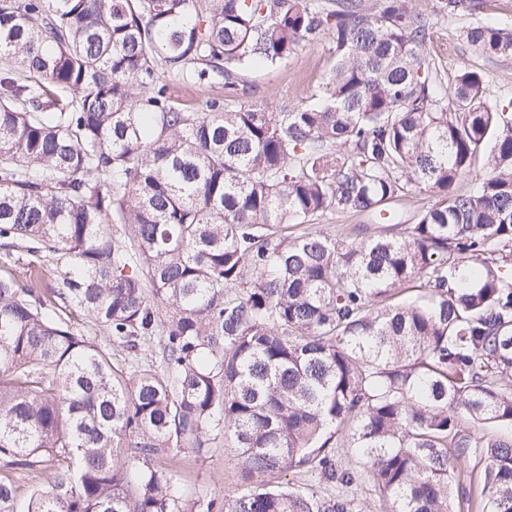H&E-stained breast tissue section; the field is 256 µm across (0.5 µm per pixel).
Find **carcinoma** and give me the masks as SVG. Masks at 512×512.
Masks as SVG:
<instances>
[{
    "label": "carcinoma",
    "mask_w": 512,
    "mask_h": 512,
    "mask_svg": "<svg viewBox=\"0 0 512 512\" xmlns=\"http://www.w3.org/2000/svg\"><path fill=\"white\" fill-rule=\"evenodd\" d=\"M198 2L0 0V512L44 464L27 512H361L280 481L300 468L366 474L390 512H512V437L463 425L512 426V111L477 71L436 80L410 0ZM326 33L312 105L186 112L159 76L236 97ZM463 35L512 57L497 22ZM413 191L434 201L407 224ZM329 213L380 230L306 228ZM221 440L250 486L183 502L158 460ZM72 318V322L75 323V326L83 331V333L92 339H95L96 342L100 343L102 347L106 349V351L112 356L114 361H122L127 352L123 349L122 346L118 344H112V342L108 341V338L103 336L98 328L94 325L91 319L80 312H75ZM53 470L49 467L39 469L37 471V476H27L22 475L18 480V496L22 501H26L29 499L32 491L35 488H43L48 485L52 477Z\"/></svg>",
    "instance_id": "carcinoma-1"
}]
</instances>
